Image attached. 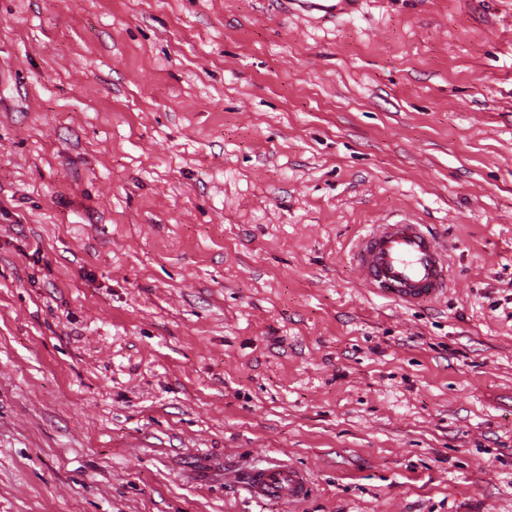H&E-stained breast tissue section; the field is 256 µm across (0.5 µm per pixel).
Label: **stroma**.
Here are the masks:
<instances>
[{
    "instance_id": "1",
    "label": "stroma",
    "mask_w": 512,
    "mask_h": 512,
    "mask_svg": "<svg viewBox=\"0 0 512 512\" xmlns=\"http://www.w3.org/2000/svg\"><path fill=\"white\" fill-rule=\"evenodd\" d=\"M0 512H512V0H0ZM305 11H319L321 18L333 17L338 13L351 10L357 0H296ZM354 245L352 261L367 288L403 307L439 303L451 285L450 263L422 224H372ZM232 482L242 483L254 499L278 501L288 506L301 502L311 489L307 474L289 461L273 462L242 475L235 472Z\"/></svg>"
}]
</instances>
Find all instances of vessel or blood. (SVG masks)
<instances>
[{"instance_id": "obj_1", "label": "vessel or blood", "mask_w": 512, "mask_h": 512, "mask_svg": "<svg viewBox=\"0 0 512 512\" xmlns=\"http://www.w3.org/2000/svg\"><path fill=\"white\" fill-rule=\"evenodd\" d=\"M305 11L332 17L351 10L356 0H299ZM352 261L367 288L379 297L404 307L438 303L451 285L450 263L445 249L426 226L398 222L374 224L354 245ZM257 500H273L288 506L301 502L311 489L306 473L289 462L233 474Z\"/></svg>"}]
</instances>
